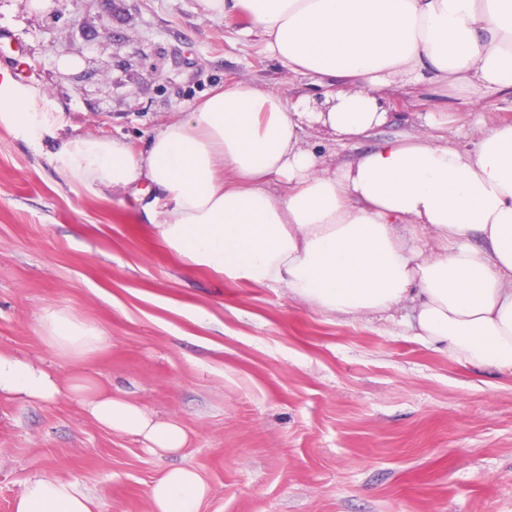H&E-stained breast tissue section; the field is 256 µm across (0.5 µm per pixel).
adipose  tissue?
Here are the masks:
<instances>
[{"instance_id":"1","label":"adipose tissue","mask_w":512,"mask_h":512,"mask_svg":"<svg viewBox=\"0 0 512 512\" xmlns=\"http://www.w3.org/2000/svg\"><path fill=\"white\" fill-rule=\"evenodd\" d=\"M240 14L289 71L333 87L317 122L338 136L384 119L377 95L394 83H461L512 92V0H201ZM303 115L281 95L236 83L211 90L163 122L146 155L116 138L71 134L58 100L0 68V126L34 146L53 141L54 170L74 188L147 186L144 213L190 264L230 279L280 285L340 316L406 309V327L457 361L512 372V124L473 148L414 136L387 140L327 174L300 145ZM410 225L440 244L424 252ZM54 350L85 357L100 328L59 311L41 318ZM78 400L104 428L140 437L155 453L187 443L183 427L136 403L60 387L41 365L0 353V397ZM208 493L194 469L154 479L152 512H200ZM77 483L36 477L15 512H97Z\"/></svg>"}]
</instances>
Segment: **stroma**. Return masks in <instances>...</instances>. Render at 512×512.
<instances>
[{"label":"stroma","mask_w":512,"mask_h":512,"mask_svg":"<svg viewBox=\"0 0 512 512\" xmlns=\"http://www.w3.org/2000/svg\"><path fill=\"white\" fill-rule=\"evenodd\" d=\"M248 25L200 0H0V65L51 91L72 133L144 154L172 112L219 86L319 108L321 88L243 37ZM380 98L386 121L358 140L304 121L326 173L389 139L469 148L512 123L511 92L395 83ZM150 200L73 192L46 149L0 127V352L64 384L89 376L188 434L155 455L68 395L1 397L0 512L36 476L78 483L101 512H150L153 480L174 466L208 484L200 512H512L511 373L419 341L401 312L338 316L193 266L146 220ZM49 311L95 323L99 350L50 348Z\"/></svg>","instance_id":"1"}]
</instances>
